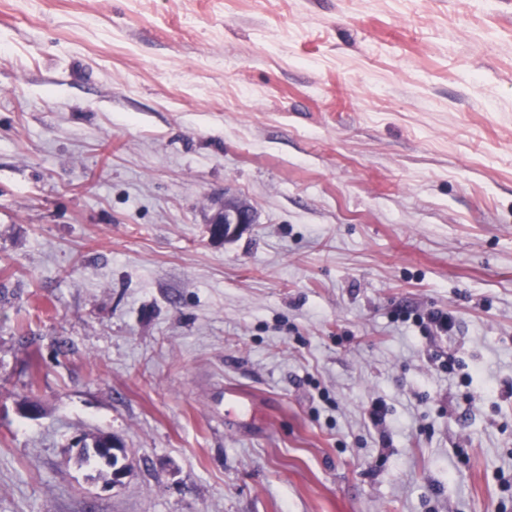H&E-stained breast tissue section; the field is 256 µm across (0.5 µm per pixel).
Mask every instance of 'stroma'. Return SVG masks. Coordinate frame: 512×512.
<instances>
[{
  "mask_svg": "<svg viewBox=\"0 0 512 512\" xmlns=\"http://www.w3.org/2000/svg\"><path fill=\"white\" fill-rule=\"evenodd\" d=\"M0 512H512V0H0ZM255 212L251 206L235 198L224 196V202L208 220L215 237L228 241L237 237L249 224H255ZM114 442L112 441V437L110 436H100L96 439L94 447H93V457H97L99 459L104 460L109 466L112 468L110 483L115 484V481L119 479V477L126 472V465L121 464L120 460H125L127 458V453L125 448H121L120 446H114ZM107 445H110L111 448H115V452L112 453V457L107 456L99 451L98 448H105ZM119 452L121 456L117 454Z\"/></svg>",
  "mask_w": 512,
  "mask_h": 512,
  "instance_id": "35a3bbf8",
  "label": "stroma"
}]
</instances>
